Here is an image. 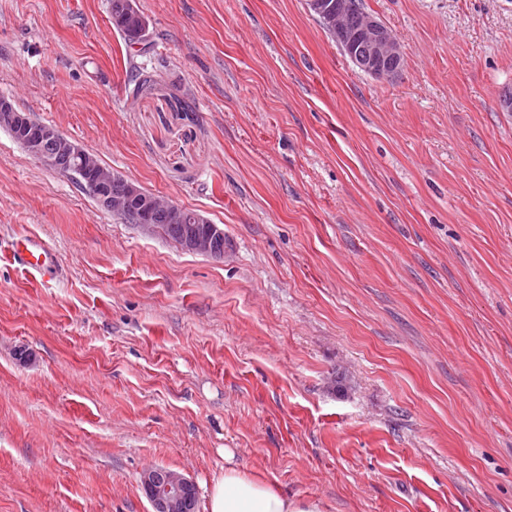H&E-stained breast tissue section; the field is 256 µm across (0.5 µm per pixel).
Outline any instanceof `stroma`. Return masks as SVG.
Wrapping results in <instances>:
<instances>
[{
  "mask_svg": "<svg viewBox=\"0 0 512 512\" xmlns=\"http://www.w3.org/2000/svg\"><path fill=\"white\" fill-rule=\"evenodd\" d=\"M135 3L141 48L111 0H0V97L229 248L0 128V512H152L157 466L206 512L229 461L322 512H512V0H363L395 78L307 0ZM111 20L129 44H136L146 28V21L133 0H112ZM132 185L138 187L143 193V195L149 200V202L153 197L156 198L152 193L148 192L141 186L133 182H130L118 175H115L113 180L107 182V188L110 195L125 200L127 202L128 207L132 210H135L140 207L141 203L144 201V198L142 196H133L131 190ZM103 185L104 181L100 180L93 187L96 201L102 209L111 213L113 217L121 221L130 220L144 227H151L153 226L151 224H156L163 230L164 234L167 237H169L175 242H178L177 244L185 251L209 256L210 237L216 235L224 236V230L221 229L217 224H212L207 220H204V222H202L201 218L199 217L196 220V224L193 223L192 226H196L197 230L202 231V229H204L209 224V229L206 231L205 234L193 232L190 234L188 239H186L185 242H183L186 232L185 230L189 226H191L190 223L187 222L186 219H184V215H186V213L182 212L181 218L179 220H176L173 217L171 211L168 210L167 205L159 201L153 207L150 206L149 220L151 224H148L147 213L141 210L139 213L136 211L129 213L126 210L121 209L104 191ZM13 257L25 267L41 270H50L58 263V256L52 248L39 240L29 238L17 242Z\"/></svg>",
  "mask_w": 512,
  "mask_h": 512,
  "instance_id": "stroma-1",
  "label": "stroma"
}]
</instances>
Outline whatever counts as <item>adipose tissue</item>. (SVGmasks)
<instances>
[{
    "mask_svg": "<svg viewBox=\"0 0 512 512\" xmlns=\"http://www.w3.org/2000/svg\"><path fill=\"white\" fill-rule=\"evenodd\" d=\"M208 512H320L316 502L291 500L270 482L228 465L209 491Z\"/></svg>",
    "mask_w": 512,
    "mask_h": 512,
    "instance_id": "1",
    "label": "adipose tissue"
}]
</instances>
